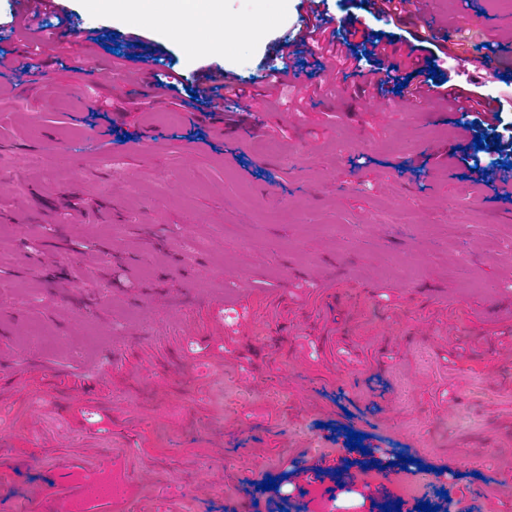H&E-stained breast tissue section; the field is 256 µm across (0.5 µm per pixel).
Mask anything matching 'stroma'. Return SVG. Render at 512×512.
Masks as SVG:
<instances>
[{
    "mask_svg": "<svg viewBox=\"0 0 512 512\" xmlns=\"http://www.w3.org/2000/svg\"><path fill=\"white\" fill-rule=\"evenodd\" d=\"M59 2L69 39L0 41L46 63L0 87V345L73 367L157 327L127 349L111 408L69 407L41 420L36 444L0 449V512H46V491L86 456L135 475L145 512H270L313 464L335 466L350 426L372 459L431 468L451 502L512 512V322L456 327L467 309L512 303V194L474 183L473 167L502 159L471 145L460 113L396 90L421 80L412 52L500 99L512 123V10L435 0L497 59L469 65L464 48L415 43L414 18L378 19L372 0H317L339 34L355 24L402 57L375 59L356 37L353 75L331 57L291 59L298 86L232 123L141 87L129 42L145 43L153 72L220 68L250 86L280 65L308 0H224L234 40L201 54L92 0ZM378 67L380 91L367 84ZM335 267L376 284L355 310L344 290L333 307L317 292ZM184 292L228 304L173 307ZM200 384L210 398L197 405Z\"/></svg>",
    "mask_w": 512,
    "mask_h": 512,
    "instance_id": "1",
    "label": "stroma"
}]
</instances>
